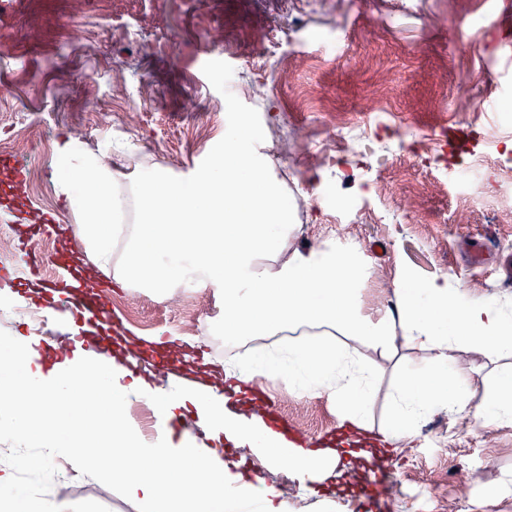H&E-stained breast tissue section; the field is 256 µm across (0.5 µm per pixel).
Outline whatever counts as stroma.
Wrapping results in <instances>:
<instances>
[{"mask_svg": "<svg viewBox=\"0 0 512 512\" xmlns=\"http://www.w3.org/2000/svg\"><path fill=\"white\" fill-rule=\"evenodd\" d=\"M469 45L468 70L458 65ZM512 46V16L498 0L469 12L461 0H0L1 153L24 159L30 189H9L0 167V205L48 209L74 223L58 194V150L81 128L95 154L122 155V183L144 167H160L189 183L224 147V128L237 113L252 118L254 139L273 159L274 175L291 174L306 203L300 243L353 247L369 270L361 298L385 308L398 274L420 282L447 280L476 296L512 305V223L500 210L512 201L511 94L491 77ZM483 73L467 82L466 71ZM276 78L267 101L236 94L254 74ZM327 99L370 157L340 149L335 164L317 167L330 118ZM480 100L472 113L467 99ZM301 129L297 148L277 152L270 126ZM491 175L494 189L477 201L456 179L459 169ZM35 263L52 278L61 261L83 248L62 232L28 237ZM122 329L166 340L184 337L200 363L233 357L216 327L223 302L211 289L159 295L114 287L111 273L93 270ZM267 395L307 443L342 427L324 397L298 396L268 381ZM245 474L278 487L288 512H361L362 467L317 491H292L297 478L270 466L248 447L225 453ZM388 464L403 494L384 498L385 512H512V424L477 422L438 412ZM499 489L495 500L486 491ZM64 496L98 512H136L111 489L67 476Z\"/></svg>", "mask_w": 512, "mask_h": 512, "instance_id": "1", "label": "stroma"}]
</instances>
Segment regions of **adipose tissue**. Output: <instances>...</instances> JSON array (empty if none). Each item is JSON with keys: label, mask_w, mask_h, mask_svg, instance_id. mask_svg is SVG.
<instances>
[{"label": "adipose tissue", "mask_w": 512, "mask_h": 512, "mask_svg": "<svg viewBox=\"0 0 512 512\" xmlns=\"http://www.w3.org/2000/svg\"><path fill=\"white\" fill-rule=\"evenodd\" d=\"M68 167L58 185L76 218L73 235L94 265L120 286L165 293L186 271L224 301V337L294 333L285 352L240 357L203 379L161 390L135 376L130 355L71 350L45 364V340L19 333L0 340V358L17 373L0 377V442L31 448L0 467V512H86L76 500L19 484L20 471L67 470L111 485L140 512H235L258 501L260 512H288L278 488L254 482L224 461V441L261 447L271 463L287 458L316 483L332 479L340 449L311 448L267 431L259 419L243 420L226 406L222 383L242 390L278 380L302 395L335 401L359 427L373 407L371 350L391 360L398 346L421 351L393 396L389 422L380 429L388 446L411 437L422 420L445 411L474 420L512 423V310L497 299L476 297L447 281L422 283L401 275L393 300L372 314L361 305L368 273L349 250L296 246L295 211L251 136L250 119L237 114L224 131L220 159L194 182L169 179L161 170L140 174L128 190L80 146L63 148ZM135 221L123 223L126 212ZM470 350L501 361L483 393L473 371L455 354ZM143 403L166 418L195 410L208 424L205 440L157 428L144 437L129 415Z\"/></svg>", "instance_id": "ef3b65f1"}]
</instances>
